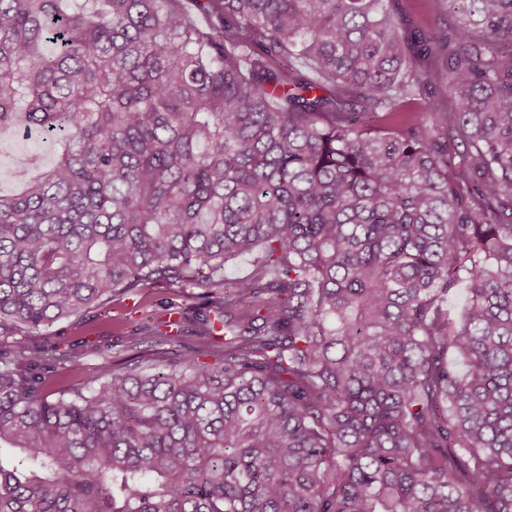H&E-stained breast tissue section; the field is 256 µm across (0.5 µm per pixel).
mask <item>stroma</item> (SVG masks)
<instances>
[{
    "label": "stroma",
    "mask_w": 512,
    "mask_h": 512,
    "mask_svg": "<svg viewBox=\"0 0 512 512\" xmlns=\"http://www.w3.org/2000/svg\"><path fill=\"white\" fill-rule=\"evenodd\" d=\"M23 155L39 156L43 166L56 159L53 140L40 131H31L27 141L16 137L15 129L0 131V193H18L21 185L16 176V160ZM205 306L200 288L144 282L136 291L113 297L110 304L86 314L54 323L40 334L15 336L0 344V352L25 347L31 350L76 349L81 370L55 375L54 386L63 389L84 382L87 375L113 365L130 364L140 358L172 357L191 349L208 348L210 336L203 327L179 333L172 341L157 345L149 338V327L174 320L185 322Z\"/></svg>",
    "instance_id": "35a3bbf8"
}]
</instances>
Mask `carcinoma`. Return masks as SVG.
<instances>
[{
    "instance_id": "cac0c4a2",
    "label": "carcinoma",
    "mask_w": 512,
    "mask_h": 512,
    "mask_svg": "<svg viewBox=\"0 0 512 512\" xmlns=\"http://www.w3.org/2000/svg\"><path fill=\"white\" fill-rule=\"evenodd\" d=\"M409 2L0 0V130L57 149L0 339L146 280L224 327L64 391L0 354V512H512V0ZM256 254H246L224 264V282L252 276L255 272L254 259Z\"/></svg>"
}]
</instances>
